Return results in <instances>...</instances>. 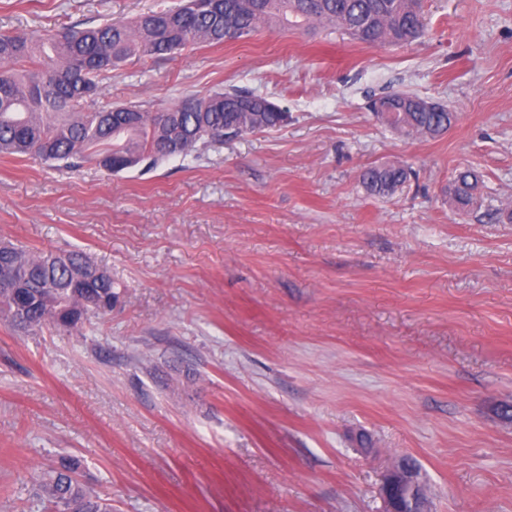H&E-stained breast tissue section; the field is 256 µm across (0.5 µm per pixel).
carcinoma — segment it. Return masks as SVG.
Masks as SVG:
<instances>
[{"label": "carcinoma", "mask_w": 512, "mask_h": 512, "mask_svg": "<svg viewBox=\"0 0 512 512\" xmlns=\"http://www.w3.org/2000/svg\"><path fill=\"white\" fill-rule=\"evenodd\" d=\"M186 6L139 15L130 23L83 22L44 32L0 34V156L38 157L58 168L94 164L111 174L121 161L138 160L150 171L175 158L197 157L208 147L243 134L267 131L288 113L254 93L229 89L185 97L152 112L127 103L96 107L105 76L132 59L175 57L199 43L221 44L259 29L303 32L340 28L361 44H409L425 30L421 0H224V14H200L174 22ZM418 96L393 91L370 100L406 101L392 128L434 138L456 114L438 104L418 106ZM411 172L401 164L364 169L360 183L375 195H390ZM480 178L459 171L448 196L470 211ZM0 320L27 332L53 327L78 331L90 316L112 312L118 292L112 277L83 251L57 255L11 246L0 255ZM75 463L61 458L33 476L36 506L44 512H112V506L75 478Z\"/></svg>", "instance_id": "cac0c4a2"}]
</instances>
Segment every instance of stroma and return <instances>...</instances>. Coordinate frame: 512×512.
<instances>
[{
    "label": "stroma",
    "instance_id": "stroma-1",
    "mask_svg": "<svg viewBox=\"0 0 512 512\" xmlns=\"http://www.w3.org/2000/svg\"><path fill=\"white\" fill-rule=\"evenodd\" d=\"M183 2L0 0V32ZM425 23L126 64L99 106L240 88L289 115L145 174L0 156V240L86 252L119 294L78 333L0 322V512H32L62 455L112 512H381L402 456L433 512H512V0H427ZM391 90L455 125L398 134L367 108ZM383 162L411 171L385 197L358 182ZM480 178L469 169L460 170L448 187V196L460 211H470L473 199L472 190L480 188Z\"/></svg>",
    "mask_w": 512,
    "mask_h": 512
}]
</instances>
